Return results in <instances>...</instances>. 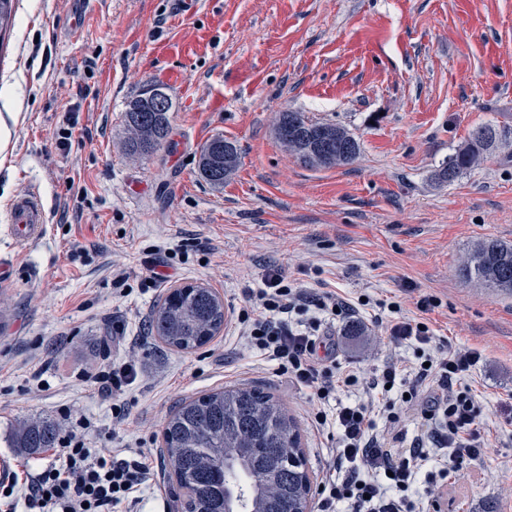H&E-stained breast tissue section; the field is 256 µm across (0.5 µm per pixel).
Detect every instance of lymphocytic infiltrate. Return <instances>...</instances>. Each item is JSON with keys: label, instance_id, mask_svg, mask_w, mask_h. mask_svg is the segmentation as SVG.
<instances>
[{"label": "lymphocytic infiltrate", "instance_id": "obj_1", "mask_svg": "<svg viewBox=\"0 0 512 512\" xmlns=\"http://www.w3.org/2000/svg\"><path fill=\"white\" fill-rule=\"evenodd\" d=\"M436 304L434 297L420 298L414 318L397 301L376 300L378 311L389 315L392 341L415 344L417 361L387 362L362 384L335 357L318 353L326 320L352 314L353 304L332 292L292 285L275 266L266 270L260 288L247 291L237 319L250 348L318 400L358 385L365 393L336 411L338 437L318 484L317 512H418L410 494L418 475L438 486L486 448L484 409L461 383L481 354L435 340L422 314ZM408 417L420 430L412 439L403 426ZM55 454L58 464L0 481V512H16L12 495L20 484L27 512H112L146 482L155 451L137 447L127 458L103 455L72 432Z\"/></svg>", "mask_w": 512, "mask_h": 512}]
</instances>
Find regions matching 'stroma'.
I'll use <instances>...</instances> for the list:
<instances>
[{
  "instance_id": "stroma-1",
  "label": "stroma",
  "mask_w": 512,
  "mask_h": 512,
  "mask_svg": "<svg viewBox=\"0 0 512 512\" xmlns=\"http://www.w3.org/2000/svg\"><path fill=\"white\" fill-rule=\"evenodd\" d=\"M72 0H17L0 38V457L36 472L50 450L12 447L14 428L46 420L68 433L77 418L93 447L159 449L155 476L117 512H179L163 422L182 399L226 385L281 396L297 418L312 481L326 436L310 427L308 389L278 376L235 327L245 291L267 267L293 283L349 300L392 297L426 312L435 335L478 349L466 384L485 405L482 461L435 492L440 512H512V295L463 279L481 239L512 244V0H86L65 34ZM169 141L128 157L124 107L167 71ZM346 127L360 142L346 166L311 170L277 140L279 112ZM77 125L63 140L67 115ZM500 141L452 183L435 178L476 127ZM240 148L215 187L198 173L215 136ZM36 187L49 221L16 247L6 232L14 197ZM175 248L168 265L152 248ZM162 282L145 281L150 269ZM187 282L224 301V328L192 352L150 330L155 305ZM360 336L335 323L342 365L369 375L413 346L391 342L365 313ZM128 362L137 377L112 415L91 377Z\"/></svg>"
}]
</instances>
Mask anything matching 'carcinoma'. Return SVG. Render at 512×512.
Masks as SVG:
<instances>
[{"mask_svg": "<svg viewBox=\"0 0 512 512\" xmlns=\"http://www.w3.org/2000/svg\"><path fill=\"white\" fill-rule=\"evenodd\" d=\"M140 96L127 101L125 152L149 155L168 142V112H133ZM278 141L311 169L348 165L360 154L359 141L343 126L315 121L304 112L278 115ZM499 135L480 126L436 177L451 183L480 164L496 148ZM239 148L222 136L208 141L199 159L201 177L221 186L237 168ZM461 276L512 295V244L488 237L478 241L459 266ZM151 331L178 351L196 350L224 327V301L204 284H187L169 293L154 310ZM164 450L178 486L184 490L182 512H224L234 502L238 512H305L312 482L306 468L296 418L271 392L259 387H225L183 402L162 430ZM59 430L52 422L25 421L13 433L15 448H54Z\"/></svg>", "mask_w": 512, "mask_h": 512, "instance_id": "cac0c4a2", "label": "carcinoma"}]
</instances>
